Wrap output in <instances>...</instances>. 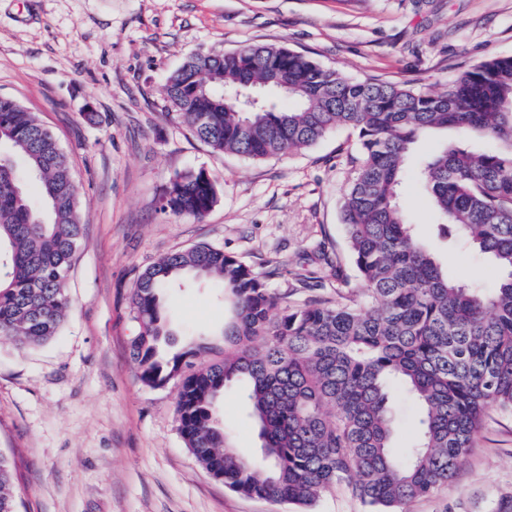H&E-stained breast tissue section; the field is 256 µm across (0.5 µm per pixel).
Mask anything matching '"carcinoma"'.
I'll return each mask as SVG.
<instances>
[{
	"label": "carcinoma",
	"instance_id": "obj_1",
	"mask_svg": "<svg viewBox=\"0 0 512 512\" xmlns=\"http://www.w3.org/2000/svg\"><path fill=\"white\" fill-rule=\"evenodd\" d=\"M162 94L171 116L218 154L290 155L352 129L359 155L342 221L360 286L334 302L291 305L221 249L170 254L133 290L129 349L140 382L177 386L186 447L231 491L308 512L345 483L369 512H404L454 475L489 410L512 411V55L478 62L434 93L355 80L286 46L245 44L190 55ZM448 129L454 138L413 176L440 231L496 267L488 290L452 274L397 202L412 145ZM481 141L495 147L481 150ZM216 202L212 181L183 171L170 177L160 210L202 220ZM82 234L78 187L56 138L0 97V336L26 347L58 335ZM182 278L222 283L230 316L217 360L197 362L201 344L157 358L174 336L163 290ZM236 379L249 389L258 459L231 448L217 415ZM394 386L421 410L407 447L395 445ZM0 512H17L2 453Z\"/></svg>",
	"mask_w": 512,
	"mask_h": 512
}]
</instances>
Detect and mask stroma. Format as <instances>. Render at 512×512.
<instances>
[{"label":"stroma","mask_w":512,"mask_h":512,"mask_svg":"<svg viewBox=\"0 0 512 512\" xmlns=\"http://www.w3.org/2000/svg\"><path fill=\"white\" fill-rule=\"evenodd\" d=\"M246 43L440 92L471 65L512 55V0H0V96L58 140L84 224L60 334L35 349L0 337V452L18 512H293L209 474L180 435L175 385L144 387L129 351L138 276L197 244L241 258L293 304L357 282L341 220L358 155L350 129L256 161L213 153L167 113L160 90L187 55ZM201 169L218 191L209 214L162 213L170 177ZM398 199L458 277L494 287L490 262L439 237L413 176ZM166 303L177 344L219 340L221 289L179 281ZM219 416L232 448L257 455L244 383L226 389ZM406 510L512 512V413L490 412L454 477Z\"/></svg>","instance_id":"35a3bbf8"}]
</instances>
